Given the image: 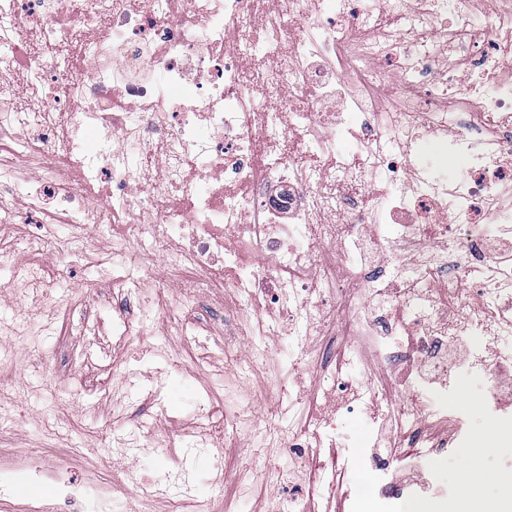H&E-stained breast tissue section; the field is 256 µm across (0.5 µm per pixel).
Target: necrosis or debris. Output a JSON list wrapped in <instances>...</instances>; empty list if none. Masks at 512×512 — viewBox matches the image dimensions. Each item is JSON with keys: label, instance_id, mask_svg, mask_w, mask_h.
<instances>
[{"label": "necrosis or debris", "instance_id": "4bbe7bcc", "mask_svg": "<svg viewBox=\"0 0 512 512\" xmlns=\"http://www.w3.org/2000/svg\"><path fill=\"white\" fill-rule=\"evenodd\" d=\"M0 0V212L36 209L70 240L32 236L11 287L37 306L83 232L109 212L121 303L213 319L252 344L249 366L324 367L390 427L380 474L428 471L463 421L434 399L480 376L487 406L512 370V0ZM466 344L462 359L448 351ZM302 497L333 512L347 462L325 463L335 415L273 376ZM197 446L221 461L251 405L197 406ZM52 477L62 501L109 512L106 491L30 456L0 488Z\"/></svg>", "mask_w": 512, "mask_h": 512}]
</instances>
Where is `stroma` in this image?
<instances>
[{"label": "stroma", "instance_id": "stroma-1", "mask_svg": "<svg viewBox=\"0 0 512 512\" xmlns=\"http://www.w3.org/2000/svg\"><path fill=\"white\" fill-rule=\"evenodd\" d=\"M82 320L111 332V267L77 261L41 320L15 342V366L0 372V468L20 467L33 450L52 461L75 460L77 480L110 487L112 512H274L288 497L275 473L292 468L293 457L264 438L270 401L260 381L241 389L225 381L235 368L224 363L223 326L200 336L192 326L151 319L132 347L111 354L97 336L75 330ZM116 360L143 373L140 386L113 379ZM245 395L258 420L227 439L223 475L213 479L210 456L195 445L203 419L194 407L217 398L231 406ZM142 429L160 435V452L189 480L187 493L143 498L128 469L111 466L113 436Z\"/></svg>", "mask_w": 512, "mask_h": 512}]
</instances>
